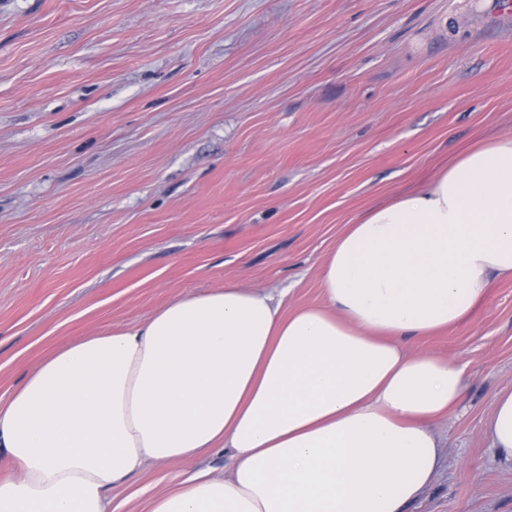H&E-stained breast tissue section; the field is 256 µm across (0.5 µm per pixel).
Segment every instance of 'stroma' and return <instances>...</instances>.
<instances>
[{"instance_id": "stroma-1", "label": "stroma", "mask_w": 512, "mask_h": 512, "mask_svg": "<svg viewBox=\"0 0 512 512\" xmlns=\"http://www.w3.org/2000/svg\"><path fill=\"white\" fill-rule=\"evenodd\" d=\"M502 0H0V405L51 351L235 282L320 303L346 224L512 133ZM465 368L407 512H512L484 430L512 280L414 342ZM197 464L146 469L113 512Z\"/></svg>"}]
</instances>
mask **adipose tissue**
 I'll use <instances>...</instances> for the list:
<instances>
[{
	"instance_id": "adipose-tissue-1",
	"label": "adipose tissue",
	"mask_w": 512,
	"mask_h": 512,
	"mask_svg": "<svg viewBox=\"0 0 512 512\" xmlns=\"http://www.w3.org/2000/svg\"><path fill=\"white\" fill-rule=\"evenodd\" d=\"M320 278L318 305L228 283L43 358L0 408V512H112L128 477L225 449L228 473L196 471L150 512H404L465 396L462 365L409 343L512 279V135L358 215ZM485 430L512 461V389Z\"/></svg>"
}]
</instances>
